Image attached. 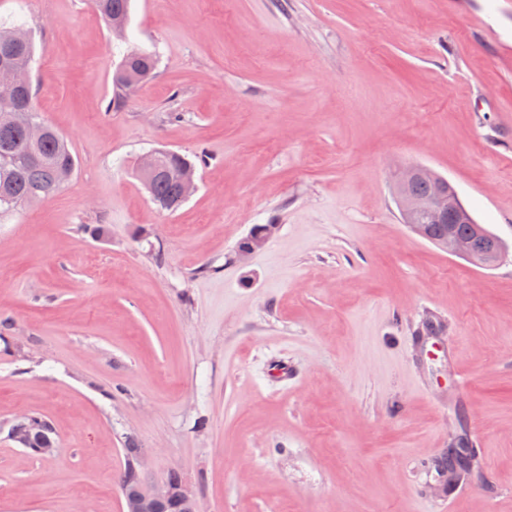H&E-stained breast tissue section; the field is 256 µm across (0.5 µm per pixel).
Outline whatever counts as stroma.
Segmentation results:
<instances>
[{
  "instance_id": "35a3bbf8",
  "label": "stroma",
  "mask_w": 512,
  "mask_h": 512,
  "mask_svg": "<svg viewBox=\"0 0 512 512\" xmlns=\"http://www.w3.org/2000/svg\"><path fill=\"white\" fill-rule=\"evenodd\" d=\"M0 23L30 30L77 160L0 218V512H123L131 441L143 489L179 471L199 512H512V0H131L157 68L115 110L91 0H0ZM155 149L202 157L173 213L136 174ZM415 164L497 266L402 223ZM256 224L279 230L239 264ZM32 412L54 456L9 439ZM463 432L480 475L452 482Z\"/></svg>"
}]
</instances>
